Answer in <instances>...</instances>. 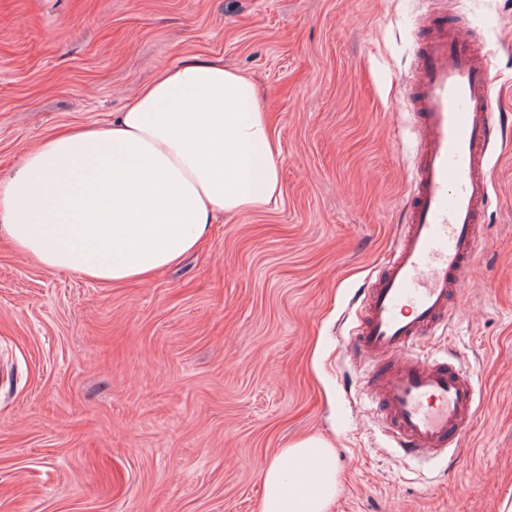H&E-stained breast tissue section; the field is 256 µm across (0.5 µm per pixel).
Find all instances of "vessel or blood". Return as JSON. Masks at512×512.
Returning a JSON list of instances; mask_svg holds the SVG:
<instances>
[{"mask_svg": "<svg viewBox=\"0 0 512 512\" xmlns=\"http://www.w3.org/2000/svg\"><path fill=\"white\" fill-rule=\"evenodd\" d=\"M493 80L480 43L435 22L410 82L419 159L407 222L360 294L353 339L367 389L407 456L452 447L480 411L471 371L413 348L435 335L472 283L489 147L502 134Z\"/></svg>", "mask_w": 512, "mask_h": 512, "instance_id": "b4317fda", "label": "vessel or blood"}]
</instances>
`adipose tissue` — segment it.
Instances as JSON below:
<instances>
[{
    "label": "adipose tissue",
    "mask_w": 512,
    "mask_h": 512,
    "mask_svg": "<svg viewBox=\"0 0 512 512\" xmlns=\"http://www.w3.org/2000/svg\"><path fill=\"white\" fill-rule=\"evenodd\" d=\"M279 154L249 78L196 58L163 66L107 124L44 138L0 178V237L51 271L144 283L216 213L277 201ZM336 492L334 448L300 440L266 466L260 512H328Z\"/></svg>",
    "instance_id": "adipose-tissue-1"
}]
</instances>
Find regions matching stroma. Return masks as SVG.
<instances>
[{
  "mask_svg": "<svg viewBox=\"0 0 512 512\" xmlns=\"http://www.w3.org/2000/svg\"><path fill=\"white\" fill-rule=\"evenodd\" d=\"M443 14L480 36L512 119V0H0L1 177L198 58L257 84L282 186L145 284L51 272L0 240V512H258L266 465L309 437L336 450L330 512H502L512 136L492 149L467 312L427 344L476 376L482 411L458 447L403 455L348 348L405 221V85Z\"/></svg>",
  "mask_w": 512,
  "mask_h": 512,
  "instance_id": "obj_1",
  "label": "stroma"
}]
</instances>
